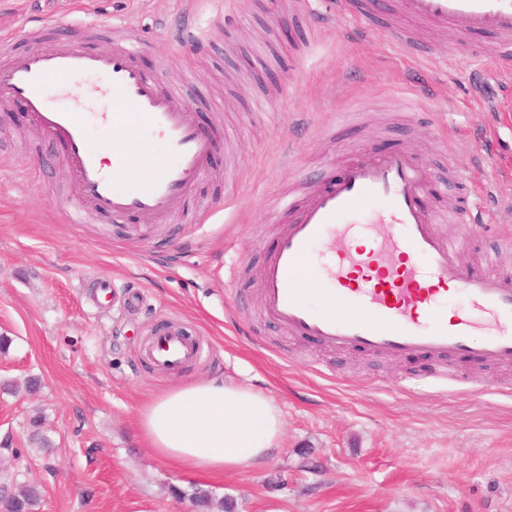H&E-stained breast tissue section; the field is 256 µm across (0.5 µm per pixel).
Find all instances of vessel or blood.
<instances>
[{
	"mask_svg": "<svg viewBox=\"0 0 512 512\" xmlns=\"http://www.w3.org/2000/svg\"><path fill=\"white\" fill-rule=\"evenodd\" d=\"M398 7L441 36H495L494 59L512 72V0H398ZM101 34L111 40L109 50H95L84 34L62 27L30 29L36 47L0 63V107L21 105L35 128L67 143L76 201L69 223L107 214L156 224L194 197L219 134L199 126L184 87L141 68L143 43L135 24L115 22ZM91 76L102 78V90L112 101L104 119L111 135L97 143L78 106L80 84ZM51 78L61 80L71 106L46 103L43 87ZM105 150L112 154L107 165L99 158ZM429 179L422 159L395 150L353 161L343 178L323 187L300 185L274 197L273 209L288 220L259 268L264 317L288 334L330 348L512 364V276L497 273L491 259L470 268L456 265L465 239L436 234L442 214L423 200ZM370 202L377 207L366 228L373 245L361 250L353 247V235ZM323 240L330 243L329 258L318 270L308 257ZM443 283L455 284L485 312V320L452 316L438 306ZM318 292L328 301L323 313L308 302ZM206 354L200 342L173 325L156 329L144 352L162 372L181 371Z\"/></svg>",
	"mask_w": 512,
	"mask_h": 512,
	"instance_id": "b4317fda",
	"label": "vessel or blood"
}]
</instances>
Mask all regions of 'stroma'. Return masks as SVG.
<instances>
[{
    "label": "stroma",
    "instance_id": "35a3bbf8",
    "mask_svg": "<svg viewBox=\"0 0 512 512\" xmlns=\"http://www.w3.org/2000/svg\"><path fill=\"white\" fill-rule=\"evenodd\" d=\"M177 0H0V32L29 49L28 27L135 22L149 74L191 70L200 125L220 129L208 176L181 210L145 225L128 215L68 223L64 145L21 106L0 112V483L42 488L38 512H193L203 489L234 512H512V364L393 358L291 336L262 314L258 269L283 225L270 197L304 178L401 147L431 171L427 201L469 216L460 266L494 257L512 274V76L488 35L396 40V0L372 15L334 0H198L199 44L180 48ZM263 111H256V104ZM355 108L356 116L342 114ZM224 211L206 217L205 202ZM111 279L109 300L97 278ZM176 324L211 351L162 373L142 349ZM480 379L471 394L441 372ZM221 377L279 408L269 461L218 476L176 470L136 426L142 401ZM40 387L28 393L25 383ZM53 442L28 443L33 417Z\"/></svg>",
    "mask_w": 512,
    "mask_h": 512
}]
</instances>
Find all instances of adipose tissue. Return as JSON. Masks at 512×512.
Masks as SVG:
<instances>
[{"label":"adipose tissue","mask_w":512,"mask_h":512,"mask_svg":"<svg viewBox=\"0 0 512 512\" xmlns=\"http://www.w3.org/2000/svg\"><path fill=\"white\" fill-rule=\"evenodd\" d=\"M138 428L161 460L185 472L217 475L271 458L282 419L267 396L211 379L145 401Z\"/></svg>","instance_id":"1"}]
</instances>
